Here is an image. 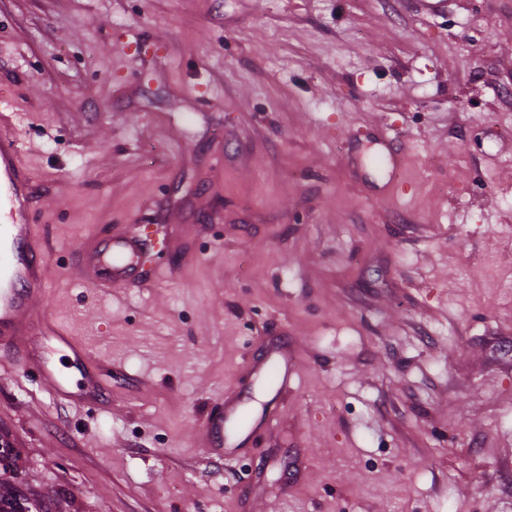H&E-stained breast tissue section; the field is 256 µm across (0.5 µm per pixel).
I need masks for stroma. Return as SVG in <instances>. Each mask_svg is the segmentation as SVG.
<instances>
[{"instance_id":"stroma-1","label":"stroma","mask_w":512,"mask_h":512,"mask_svg":"<svg viewBox=\"0 0 512 512\" xmlns=\"http://www.w3.org/2000/svg\"><path fill=\"white\" fill-rule=\"evenodd\" d=\"M1 113L39 318L105 391L0 364L33 507L512 512V0H0ZM133 222L141 280L100 285L79 250ZM260 373L265 379L279 384L281 388L288 386V346H284L277 357L269 358L262 364ZM245 415L239 408L233 407L223 412L217 413L211 420L207 421L203 427L204 438L207 449L214 454H224V425L229 421L244 422Z\"/></svg>"}]
</instances>
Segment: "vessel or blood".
Instances as JSON below:
<instances>
[{"label": "vessel or blood", "mask_w": 512, "mask_h": 512, "mask_svg": "<svg viewBox=\"0 0 512 512\" xmlns=\"http://www.w3.org/2000/svg\"><path fill=\"white\" fill-rule=\"evenodd\" d=\"M0 214L9 219L8 224L0 226V356L26 375L36 377L56 397L76 403L100 402V377L85 352L73 349L69 336L56 335L59 349L70 352L65 367L57 368L42 346L35 324L26 319L42 301L39 285L43 258L35 242L30 178L19 161L16 139L2 131ZM142 240V225H133L126 235L107 238L94 249H83L81 263L110 284L124 283L138 268ZM261 373L265 379L287 387V351L265 360ZM244 419L242 411L233 407L207 421L203 427L207 449L223 454L226 423Z\"/></svg>", "instance_id": "1"}]
</instances>
